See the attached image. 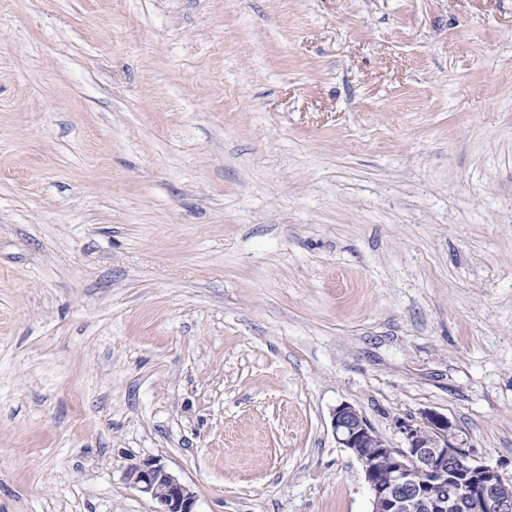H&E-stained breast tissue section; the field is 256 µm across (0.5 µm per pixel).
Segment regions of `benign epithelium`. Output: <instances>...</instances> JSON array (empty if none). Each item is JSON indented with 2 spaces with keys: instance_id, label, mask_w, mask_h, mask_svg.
<instances>
[{
  "instance_id": "benign-epithelium-1",
  "label": "benign epithelium",
  "mask_w": 512,
  "mask_h": 512,
  "mask_svg": "<svg viewBox=\"0 0 512 512\" xmlns=\"http://www.w3.org/2000/svg\"><path fill=\"white\" fill-rule=\"evenodd\" d=\"M332 427L339 447L362 465L370 512H512V483L458 446L444 415L399 422L401 448L348 403L335 408ZM128 479L159 504L157 512H196L194 491L159 459L130 466Z\"/></svg>"
}]
</instances>
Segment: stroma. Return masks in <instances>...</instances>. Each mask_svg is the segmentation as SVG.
I'll use <instances>...</instances> for the list:
<instances>
[{
	"label": "stroma",
	"instance_id": "stroma-1",
	"mask_svg": "<svg viewBox=\"0 0 512 512\" xmlns=\"http://www.w3.org/2000/svg\"><path fill=\"white\" fill-rule=\"evenodd\" d=\"M343 402L512 481V0H0V512H369ZM127 474L133 488L159 504L156 512H197L194 491L169 472L160 459H144L131 465Z\"/></svg>",
	"mask_w": 512,
	"mask_h": 512
}]
</instances>
